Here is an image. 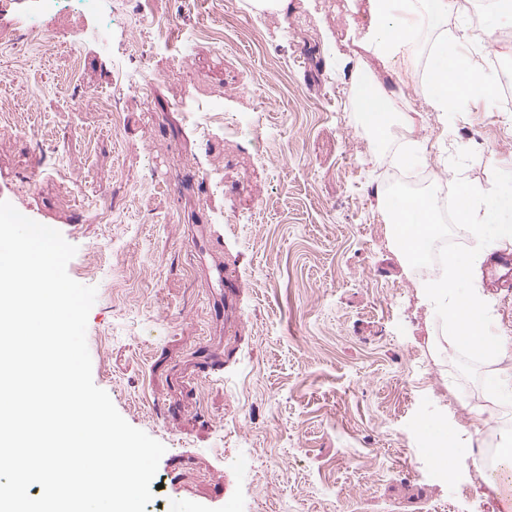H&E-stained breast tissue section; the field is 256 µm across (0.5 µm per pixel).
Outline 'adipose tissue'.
<instances>
[{
  "label": "adipose tissue",
  "mask_w": 512,
  "mask_h": 512,
  "mask_svg": "<svg viewBox=\"0 0 512 512\" xmlns=\"http://www.w3.org/2000/svg\"><path fill=\"white\" fill-rule=\"evenodd\" d=\"M456 26H449V18ZM433 33V63L422 74L427 87V103L439 119H447L450 105L465 107L468 102L491 95L493 88L483 81L482 47L473 45L470 35L469 9L465 0H366L363 19H350L347 37L372 53L394 74L406 72L425 33ZM363 122L371 128L374 142H383L389 132L391 118H398L404 132L400 161L417 163L422 144L413 113L398 112L391 94L374 92L367 86L354 89ZM389 208L398 216L391 232L406 261L421 257L419 244L428 236L441 233L434 193L423 198L397 197ZM512 211V201L497 199L491 193L472 185L460 184L456 212L461 220L460 232L466 238V257L449 255L440 270L421 280L418 293L422 301L439 313L441 334L434 337L435 347L448 346L464 350L475 358L495 365L486 379V390L492 404L512 410V373L499 371L498 365L512 360V338L492 332L488 301L478 285L481 267L489 250L486 227L494 225L500 243L512 244V223L505 213ZM472 282L469 294H458L461 283Z\"/></svg>",
  "instance_id": "adipose-tissue-1"
}]
</instances>
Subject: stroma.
I'll use <instances>...</instances> for the list:
<instances>
[{"instance_id": "1", "label": "stroma", "mask_w": 512, "mask_h": 512, "mask_svg": "<svg viewBox=\"0 0 512 512\" xmlns=\"http://www.w3.org/2000/svg\"><path fill=\"white\" fill-rule=\"evenodd\" d=\"M201 40L182 72L204 97L262 129L201 141L174 105L162 51L143 58L121 0H69L37 51L0 42V201L58 230L75 281L96 287L92 377L121 416L165 445L146 512H502L459 449L455 480L431 466L423 424L472 430L490 365L437 350L370 191L396 138L371 153L349 89L382 68L346 42V0H167ZM153 80L143 103L117 70ZM112 98L96 112L86 90ZM428 168L512 196V108L471 103L444 129L409 84ZM256 462L244 471L242 456Z\"/></svg>"}]
</instances>
